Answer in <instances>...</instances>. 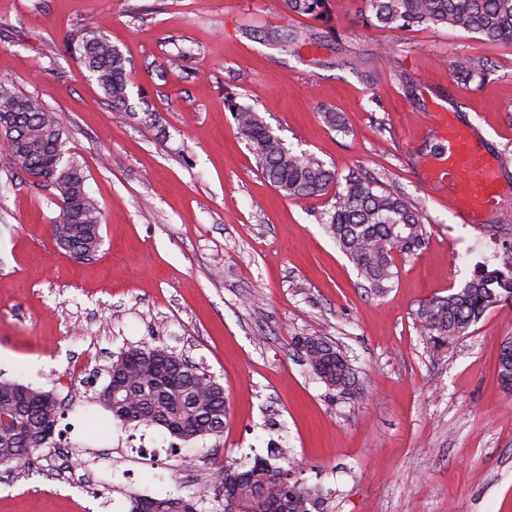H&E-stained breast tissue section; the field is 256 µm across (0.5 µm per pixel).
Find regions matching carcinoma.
Returning <instances> with one entry per match:
<instances>
[{
  "label": "carcinoma",
  "instance_id": "1",
  "mask_svg": "<svg viewBox=\"0 0 512 512\" xmlns=\"http://www.w3.org/2000/svg\"><path fill=\"white\" fill-rule=\"evenodd\" d=\"M288 12L316 19L328 17L329 0H279ZM368 27L405 29L426 25L479 35L490 44L512 47V0H363ZM66 50L96 80L112 111H132L126 59L103 36L86 27L76 31ZM454 77L483 79L485 68L469 57L450 62ZM238 135L250 148L257 169L288 198H310L335 190L332 208L321 217L326 233L352 262L363 287L377 297L394 286L395 256L409 258L425 246L428 231L422 216L403 196L379 180L353 170L341 177L319 159L289 149L251 106L231 103ZM0 133L9 142L8 163L42 179L56 191L60 213L52 224L54 240L75 257L96 251L104 214L87 190L82 165L66 156L65 131L55 113L41 101L0 80ZM508 271L485 263L458 288L422 302L414 324L434 351L441 352L463 336L491 308L512 303V261ZM296 344L314 375L328 389L347 394L356 386L355 370L346 355L325 336L311 333ZM108 383L94 392L92 403L124 425L159 426L190 441L223 432L228 413L224 387L210 374L163 345L127 346L115 355ZM497 376L512 390V337L501 342ZM0 380V451L11 457L7 469L32 464L43 448H54L61 416L53 393ZM285 454L226 461L215 472L213 490L222 498V512H324L317 487L291 477ZM129 512H203V496L158 497L128 494Z\"/></svg>",
  "mask_w": 512,
  "mask_h": 512
}]
</instances>
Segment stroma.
<instances>
[{
    "label": "stroma",
    "mask_w": 512,
    "mask_h": 512,
    "mask_svg": "<svg viewBox=\"0 0 512 512\" xmlns=\"http://www.w3.org/2000/svg\"><path fill=\"white\" fill-rule=\"evenodd\" d=\"M362 8L331 0L317 20L278 0H0V79L58 114L106 217L91 257L59 248L54 196L6 164L0 136V379L53 392L63 412L59 447L0 470V512H128V490L186 495L211 486L216 458L273 445L328 512H512V392L497 378L512 305L438 354L413 321L512 240V48L449 28L368 30ZM83 27L128 61L125 120L65 49ZM295 30L313 42L292 52ZM461 55L489 66L485 82L450 76ZM230 94L288 148L342 176L363 168L422 212L427 243L396 259L386 295L362 288L325 232L332 196L291 199L263 178ZM447 111L502 162L499 209L476 225L427 189ZM314 331L350 359L351 394L310 371L296 339ZM143 343L223 385V435L124 429L91 403L113 353Z\"/></svg>",
    "instance_id": "1"
}]
</instances>
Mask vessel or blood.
Wrapping results in <instances>:
<instances>
[{"label":"vessel or blood","instance_id":"vessel-or-blood-1","mask_svg":"<svg viewBox=\"0 0 512 512\" xmlns=\"http://www.w3.org/2000/svg\"><path fill=\"white\" fill-rule=\"evenodd\" d=\"M441 133L448 141V157L430 170L432 185H453L457 192L448 199L449 209L477 220L496 199L500 165L474 150L470 130L441 122Z\"/></svg>","mask_w":512,"mask_h":512}]
</instances>
